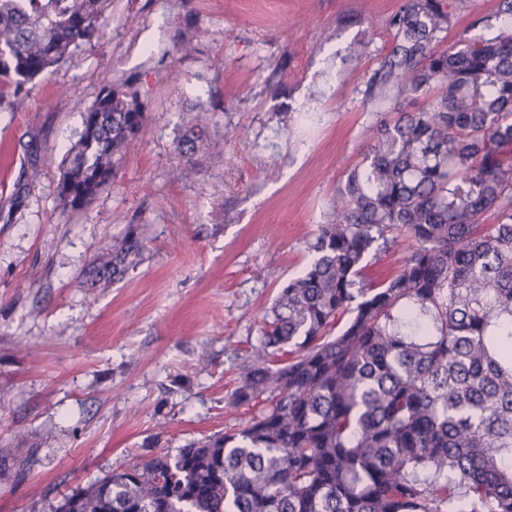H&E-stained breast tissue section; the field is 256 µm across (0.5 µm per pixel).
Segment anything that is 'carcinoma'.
I'll list each match as a JSON object with an SVG mask.
<instances>
[{
    "mask_svg": "<svg viewBox=\"0 0 512 512\" xmlns=\"http://www.w3.org/2000/svg\"><path fill=\"white\" fill-rule=\"evenodd\" d=\"M111 4L0 0V90L28 95L99 39ZM482 23L441 49L442 0L391 15L366 100L396 117L374 127L239 364L226 405L256 408L247 425L78 487L55 512H512V0ZM209 120L200 108L179 150ZM144 121L128 83L101 85L60 165L64 207L112 184ZM400 242L395 273L365 281L368 256ZM145 250L112 239L91 285Z\"/></svg>",
    "mask_w": 512,
    "mask_h": 512,
    "instance_id": "cac0c4a2",
    "label": "carcinoma"
}]
</instances>
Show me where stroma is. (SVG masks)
Masks as SVG:
<instances>
[{
	"mask_svg": "<svg viewBox=\"0 0 512 512\" xmlns=\"http://www.w3.org/2000/svg\"><path fill=\"white\" fill-rule=\"evenodd\" d=\"M498 0H444L443 37ZM399 0H112L101 39L26 96L0 94V512L245 426L238 365L380 113L365 90ZM186 35L195 50L178 58ZM147 120L116 180L62 208L59 164L106 81ZM195 164L177 151L199 108ZM143 231L141 263L89 288L104 242Z\"/></svg>",
	"mask_w": 512,
	"mask_h": 512,
	"instance_id": "obj_1",
	"label": "stroma"
}]
</instances>
